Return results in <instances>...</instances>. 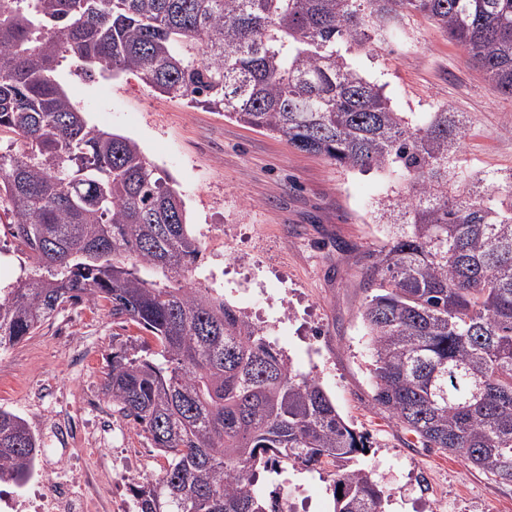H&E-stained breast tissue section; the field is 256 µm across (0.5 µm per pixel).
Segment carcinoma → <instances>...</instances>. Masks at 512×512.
<instances>
[{
	"mask_svg": "<svg viewBox=\"0 0 512 512\" xmlns=\"http://www.w3.org/2000/svg\"><path fill=\"white\" fill-rule=\"evenodd\" d=\"M420 14L512 98V0H0V209L32 273L0 288V350L68 305L105 301L160 346L112 352V413L165 459L137 512H282L259 469L332 467L334 512H382L355 466L366 437L320 382L221 293L188 281L202 255L180 193L133 139L88 123L56 72H129L347 171L395 176L367 269L374 400L425 448L512 484V173L459 164L460 112L417 119L348 57ZM40 451L0 408V477Z\"/></svg>",
	"mask_w": 512,
	"mask_h": 512,
	"instance_id": "cac0c4a2",
	"label": "carcinoma"
}]
</instances>
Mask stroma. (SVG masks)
Wrapping results in <instances>:
<instances>
[{
  "label": "stroma",
  "mask_w": 512,
  "mask_h": 512,
  "mask_svg": "<svg viewBox=\"0 0 512 512\" xmlns=\"http://www.w3.org/2000/svg\"><path fill=\"white\" fill-rule=\"evenodd\" d=\"M405 31V40L355 50L362 73L384 84L399 111L444 105L464 113L463 164L512 172V98L431 22L411 17ZM59 73L90 124L136 140L175 180L203 247L192 282L223 291L264 328L295 372L320 381L344 421L365 435L368 451L357 464L382 486L385 512H512V485L460 456L413 444L374 401L362 313L367 255L384 235L370 205L392 177L346 171L223 113L160 96L132 74L87 81L65 67ZM31 270L9 224L1 222L0 286ZM249 276L260 281L261 297L240 291ZM119 348L151 358L158 346L148 332L114 319L107 304L67 307L34 336L0 351L7 377L0 407L31 417L30 397L41 393L46 404L60 396L78 410L84 396L101 395ZM114 425L112 460L129 475L114 494L128 499L132 479L159 473L164 460L133 423L118 418ZM257 484L294 512H332V493L318 473L289 466L279 477L259 475Z\"/></svg>",
  "instance_id": "stroma-1"
}]
</instances>
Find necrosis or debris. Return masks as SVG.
I'll list each match as a JSON object with an SVG mask.
<instances>
[{
    "instance_id": "4bbe7bcc",
    "label": "necrosis or debris",
    "mask_w": 512,
    "mask_h": 512,
    "mask_svg": "<svg viewBox=\"0 0 512 512\" xmlns=\"http://www.w3.org/2000/svg\"><path fill=\"white\" fill-rule=\"evenodd\" d=\"M45 445L59 443L74 433H83L89 453L81 468L61 460L40 456L33 460L24 489L0 487V512H132V501L123 507H111L106 495L112 459L108 451L111 430L83 424L61 423L55 411L40 414Z\"/></svg>"
}]
</instances>
